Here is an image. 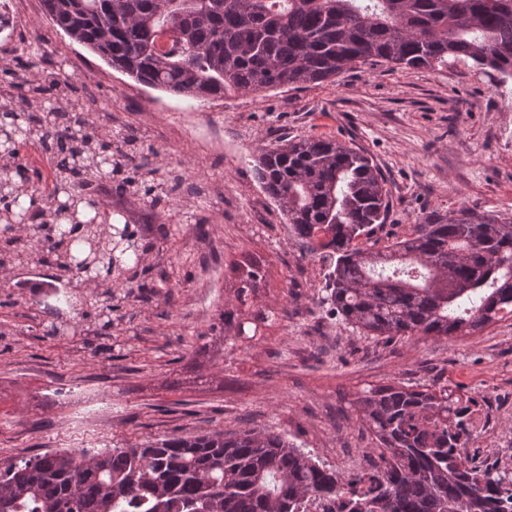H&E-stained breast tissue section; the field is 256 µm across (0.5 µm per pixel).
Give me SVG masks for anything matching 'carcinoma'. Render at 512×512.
Listing matches in <instances>:
<instances>
[{
	"mask_svg": "<svg viewBox=\"0 0 512 512\" xmlns=\"http://www.w3.org/2000/svg\"><path fill=\"white\" fill-rule=\"evenodd\" d=\"M54 27L144 86L192 99L260 94L334 82L364 65L433 67L470 61L512 80V0H42ZM23 93L0 103V151L17 158L32 141L56 160L41 207L12 193L41 179L19 163L0 167V227L23 224L63 194L69 224H40L42 262L112 280L135 254L128 225L76 219L96 202L78 189L123 168L150 174L149 157L68 123L27 111ZM255 175L296 237L328 263L323 301L366 336L441 340L512 317V223L466 211L427 217L412 235L374 250L391 194L363 151L332 139L259 147ZM0 265L34 247L8 242ZM241 305L266 278L261 261L231 264ZM276 313L221 314L224 341L254 339ZM356 411L380 443L363 474L327 468L285 436L256 429L174 436L145 446L45 453L0 475V512H512V472L463 452L461 404L448 389L373 386Z\"/></svg>",
	"mask_w": 512,
	"mask_h": 512,
	"instance_id": "carcinoma-1",
	"label": "carcinoma"
}]
</instances>
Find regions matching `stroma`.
<instances>
[{
	"label": "stroma",
	"instance_id": "1",
	"mask_svg": "<svg viewBox=\"0 0 512 512\" xmlns=\"http://www.w3.org/2000/svg\"><path fill=\"white\" fill-rule=\"evenodd\" d=\"M0 96L26 71L29 109H83L88 131H119L175 190L156 207L135 188L92 182L85 195L128 224L140 261L112 273V329L93 305L104 287L36 261L0 267V472L47 452L148 444L215 430L285 435L343 474L377 458L354 406L373 385L449 387L473 396L486 434L476 463L512 470V318L445 340L353 331L319 303L312 258L254 171L277 139L359 148L392 195L379 245L427 216L464 210L512 222V84L471 63L366 67L336 82L191 99L134 82L56 30L41 0H0ZM268 268L257 307L279 320L230 348L219 330L232 262ZM59 335H49L50 327Z\"/></svg>",
	"mask_w": 512,
	"mask_h": 512
}]
</instances>
